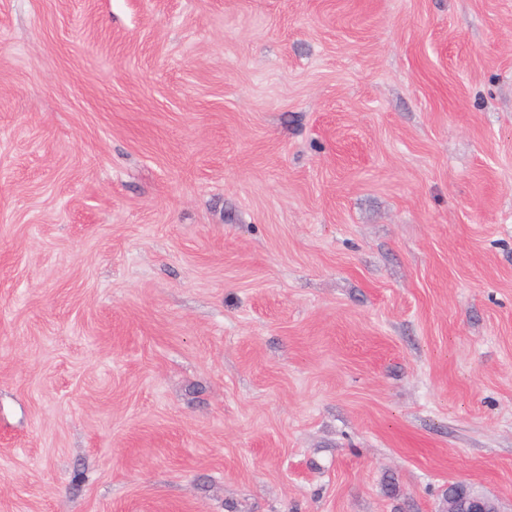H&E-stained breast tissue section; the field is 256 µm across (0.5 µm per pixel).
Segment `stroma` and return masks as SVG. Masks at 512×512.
Instances as JSON below:
<instances>
[{
  "mask_svg": "<svg viewBox=\"0 0 512 512\" xmlns=\"http://www.w3.org/2000/svg\"><path fill=\"white\" fill-rule=\"evenodd\" d=\"M512 512V0H0V512ZM444 511L499 512L493 500L461 481L448 486V507Z\"/></svg>",
  "mask_w": 512,
  "mask_h": 512,
  "instance_id": "35a3bbf8",
  "label": "stroma"
}]
</instances>
